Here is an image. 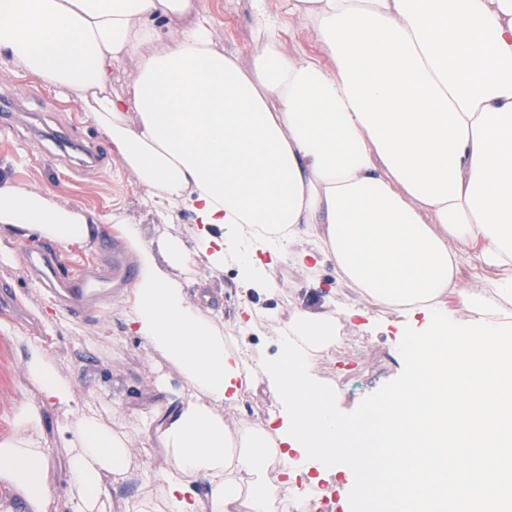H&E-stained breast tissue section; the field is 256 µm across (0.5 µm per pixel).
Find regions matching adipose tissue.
<instances>
[{
  "instance_id": "ef3b65f1",
  "label": "adipose tissue",
  "mask_w": 512,
  "mask_h": 512,
  "mask_svg": "<svg viewBox=\"0 0 512 512\" xmlns=\"http://www.w3.org/2000/svg\"><path fill=\"white\" fill-rule=\"evenodd\" d=\"M254 0L250 67L219 49L199 0H0V61L67 91L107 135L147 200L186 203L191 242L144 243L120 224L139 276L130 333L164 352L210 398L187 399L159 427L175 469L163 512H267L262 432L237 453L212 404L238 396L240 358L213 312L193 303L184 273L206 256L239 266L248 288L274 289L280 254L324 255L339 277L385 306L447 307L471 319H512V0ZM315 39L292 46L291 19ZM159 19L182 20L161 32ZM137 57L129 92L106 88ZM24 228L62 245L97 237L93 214L47 191L0 180V233ZM480 288H465L463 257ZM332 318L295 310L283 324L306 352L325 348ZM24 367L41 403L21 408L0 441V479L33 512L54 499L43 412L59 413L71 491L67 512H94L128 472L125 441L86 417L54 357L27 344ZM206 493H199V484Z\"/></svg>"
}]
</instances>
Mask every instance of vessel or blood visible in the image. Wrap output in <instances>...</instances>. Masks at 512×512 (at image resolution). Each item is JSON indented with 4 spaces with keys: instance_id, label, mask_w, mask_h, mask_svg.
Here are the masks:
<instances>
[{
    "instance_id": "1",
    "label": "vessel or blood",
    "mask_w": 512,
    "mask_h": 512,
    "mask_svg": "<svg viewBox=\"0 0 512 512\" xmlns=\"http://www.w3.org/2000/svg\"><path fill=\"white\" fill-rule=\"evenodd\" d=\"M26 277L37 279L72 317L100 308L135 276L131 255L121 242L102 240L95 263L67 264L59 260L51 243L24 250Z\"/></svg>"
}]
</instances>
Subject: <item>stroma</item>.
Segmentation results:
<instances>
[{
	"mask_svg": "<svg viewBox=\"0 0 512 512\" xmlns=\"http://www.w3.org/2000/svg\"><path fill=\"white\" fill-rule=\"evenodd\" d=\"M206 2L219 48L235 53L242 65H249L255 50L253 0ZM1 91L33 95L31 107L40 116L36 128L21 126L15 133L0 135L1 176L51 192L62 203L102 217L103 237H116V229L105 221L106 216L115 214L136 225L149 245L157 247L174 239L191 241L195 229L191 210L182 204L165 214L156 213L145 204L120 161L74 175L64 161L51 156L48 135L54 129L71 132L95 147H111L106 134L76 103L65 102L58 91L18 76L0 63ZM195 276L197 283L188 293L194 300L209 296L221 330L236 329L241 305L249 304L252 315L237 340L261 357L280 354L273 318L288 319L298 308L327 313L350 335L366 337L365 347L351 361L313 363L315 375L327 385L336 374L354 369L352 386L336 396L341 412L354 411L404 368L397 331L407 321L405 313L379 306L358 293L338 277L331 261H321L307 271L296 266L291 255H283L273 272L278 286L270 293L244 288L236 267L217 270L203 257L196 260ZM17 293L18 316L0 311V323L13 331L9 337L0 334V440L11 435L14 416L22 405L40 401L38 388L26 376L20 343L24 337L40 340L55 357L58 373L73 383L88 414L126 441L130 467L137 478L113 486L108 512H139L145 499L162 506L161 486L146 482L143 474L168 467L172 453L162 447L156 432L139 431L136 416L155 408L174 413L192 392L187 380L162 353L129 334L126 295L116 296L86 318L75 319L29 282H21Z\"/></svg>",
	"mask_w": 512,
	"mask_h": 512,
	"instance_id": "obj_1",
	"label": "stroma"
}]
</instances>
